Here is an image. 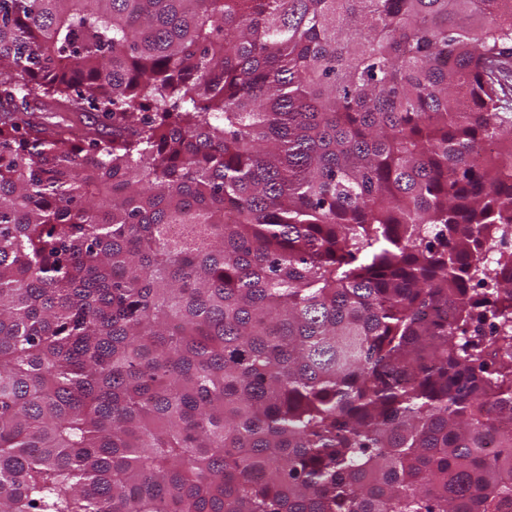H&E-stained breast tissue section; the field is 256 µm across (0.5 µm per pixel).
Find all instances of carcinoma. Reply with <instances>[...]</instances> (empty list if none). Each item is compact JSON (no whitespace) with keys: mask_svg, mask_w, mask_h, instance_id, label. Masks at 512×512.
Returning a JSON list of instances; mask_svg holds the SVG:
<instances>
[{"mask_svg":"<svg viewBox=\"0 0 512 512\" xmlns=\"http://www.w3.org/2000/svg\"><path fill=\"white\" fill-rule=\"evenodd\" d=\"M512 12L0 0V512H512Z\"/></svg>","mask_w":512,"mask_h":512,"instance_id":"obj_1","label":"carcinoma"}]
</instances>
